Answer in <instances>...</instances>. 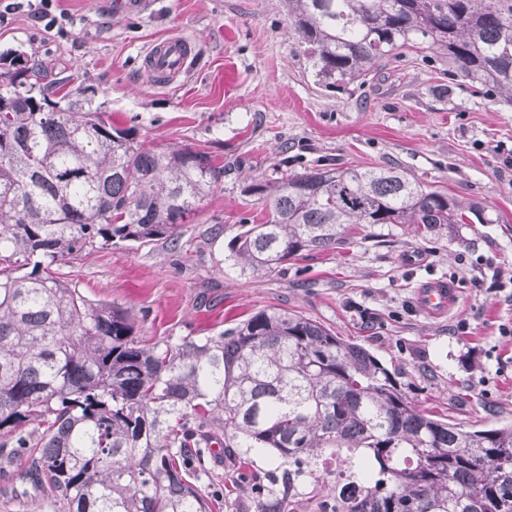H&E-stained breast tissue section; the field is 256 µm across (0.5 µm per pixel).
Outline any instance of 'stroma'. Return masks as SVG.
Masks as SVG:
<instances>
[{
	"label": "stroma",
	"instance_id": "35a3bbf8",
	"mask_svg": "<svg viewBox=\"0 0 512 512\" xmlns=\"http://www.w3.org/2000/svg\"><path fill=\"white\" fill-rule=\"evenodd\" d=\"M113 0H55L48 27L32 0H0V54L22 52L72 77L83 109L111 114L145 148L188 145L223 160L224 180L177 240L114 247L66 266L87 298L139 316V336H211L263 309L300 312L374 353L417 407L467 426L512 420V298L475 288L512 280V103L448 76V58L390 61L379 83L325 87L300 52L286 0H151L122 13ZM186 38L185 71L161 86L145 69L156 43ZM337 166H397L479 211L448 237L410 224L376 226L336 251L289 261L256 281L227 258L240 221H261L247 177ZM447 282L455 303L421 310L416 294ZM469 329L455 334L458 322ZM266 453L208 461L228 487L212 512H254L249 483Z\"/></svg>",
	"mask_w": 512,
	"mask_h": 512
}]
</instances>
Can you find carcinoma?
I'll return each instance as SVG.
<instances>
[{
  "label": "carcinoma",
  "mask_w": 512,
  "mask_h": 512,
  "mask_svg": "<svg viewBox=\"0 0 512 512\" xmlns=\"http://www.w3.org/2000/svg\"><path fill=\"white\" fill-rule=\"evenodd\" d=\"M320 82L366 76L422 43L448 76L512 99V0H288ZM0 56V470L26 461L63 512H211L201 449L277 454L255 512H512V423L470 430L420 410L363 345L300 313L260 310L215 336L148 343L136 314L60 272L94 249L175 240L224 179L188 145L151 150L30 57ZM243 192L229 258L266 278L333 251L349 229L466 223L448 194L397 167L332 162ZM338 462L349 482L329 480Z\"/></svg>",
  "instance_id": "obj_1"
}]
</instances>
